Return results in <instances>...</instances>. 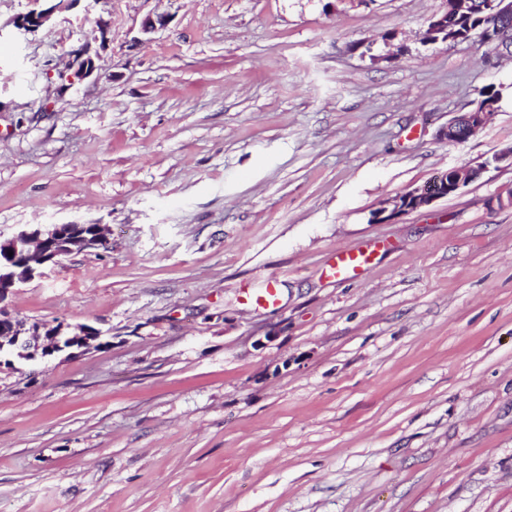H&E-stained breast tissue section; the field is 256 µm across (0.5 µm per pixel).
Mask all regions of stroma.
I'll use <instances>...</instances> for the list:
<instances>
[{
  "label": "stroma",
  "mask_w": 512,
  "mask_h": 512,
  "mask_svg": "<svg viewBox=\"0 0 512 512\" xmlns=\"http://www.w3.org/2000/svg\"><path fill=\"white\" fill-rule=\"evenodd\" d=\"M30 7L0 0V235L109 245L7 301L102 347L0 374V512H512V59L422 42L448 0H104L23 34ZM489 85L492 119L440 138ZM70 55L72 60L68 62L67 70L72 71L80 81L91 76L97 69L94 58L99 59L100 55L97 50H92L91 43L81 44ZM483 170L482 166H461L434 176L421 187L387 199L373 213V220H386L396 215L430 206L438 199L446 198L476 180ZM374 250L367 247L337 250L330 263L329 275L332 278H353L360 275L371 263Z\"/></svg>",
  "instance_id": "1"
}]
</instances>
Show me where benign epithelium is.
<instances>
[{"mask_svg": "<svg viewBox=\"0 0 512 512\" xmlns=\"http://www.w3.org/2000/svg\"><path fill=\"white\" fill-rule=\"evenodd\" d=\"M34 8L20 16L15 28L26 34L32 33L50 20L62 7L64 0L46 8L42 0H30ZM493 15L498 18L494 30L483 31L477 38L484 43H500L512 46V0H488ZM72 60L67 69L79 80L91 76L97 69L95 60L99 52L89 42L71 52ZM488 107L483 111L464 112L453 118L439 130V136L457 142L460 129L470 126L482 128L489 120ZM486 165L461 166L434 176L421 187L387 199L373 213V219L381 221L396 215L418 210L446 198L476 180ZM107 244V227L104 224H53L49 227H28L9 238H0V364L14 368V359L35 361L70 349L82 351L94 347L100 333L84 325L59 322L53 326L30 323L13 316L2 303L14 292L17 284L31 281L41 275L40 269L47 263L56 264L73 253L97 249Z\"/></svg>", "mask_w": 512, "mask_h": 512, "instance_id": "benign-epithelium-1", "label": "benign epithelium"}]
</instances>
